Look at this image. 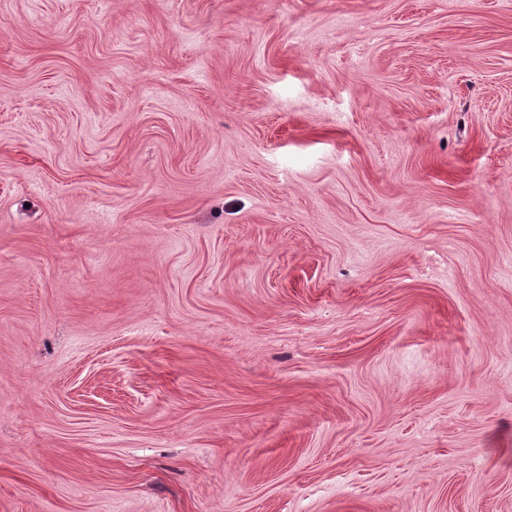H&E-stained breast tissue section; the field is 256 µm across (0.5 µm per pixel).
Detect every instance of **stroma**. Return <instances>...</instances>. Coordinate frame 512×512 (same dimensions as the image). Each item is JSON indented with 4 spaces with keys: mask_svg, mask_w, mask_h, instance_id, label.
<instances>
[{
    "mask_svg": "<svg viewBox=\"0 0 512 512\" xmlns=\"http://www.w3.org/2000/svg\"><path fill=\"white\" fill-rule=\"evenodd\" d=\"M0 512H512V0H0Z\"/></svg>",
    "mask_w": 512,
    "mask_h": 512,
    "instance_id": "1",
    "label": "stroma"
}]
</instances>
